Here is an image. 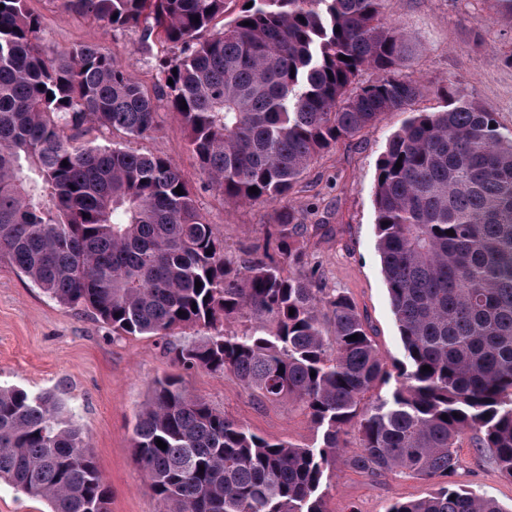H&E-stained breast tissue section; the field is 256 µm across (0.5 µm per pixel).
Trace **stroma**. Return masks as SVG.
Wrapping results in <instances>:
<instances>
[{
  "instance_id": "1",
  "label": "stroma",
  "mask_w": 512,
  "mask_h": 512,
  "mask_svg": "<svg viewBox=\"0 0 512 512\" xmlns=\"http://www.w3.org/2000/svg\"><path fill=\"white\" fill-rule=\"evenodd\" d=\"M42 19L46 45L68 48L94 42L111 52L145 87L154 88L150 59L136 52L135 30L105 33L91 19L65 11L58 0H29ZM384 19L416 45L402 70L422 88L405 112L383 115L354 138L317 157L285 203L304 228L305 262L326 292L348 295L364 316L389 369L404 361V349L381 272L373 200L377 163L389 138L415 112L444 110L449 82H461L470 100L492 109L501 132L512 134V18L492 0H386ZM159 130L125 140L122 133L85 126L83 143L128 141L130 147L169 157L192 185L200 211L223 235L229 257L242 256L272 223L273 204L224 203L199 171L186 132L167 104L159 106ZM156 336L113 335L87 310L50 299L26 276L0 262V385L29 393L55 392L84 430L109 488V512H160L132 451V430L153 383L179 377L186 392L223 411L258 435L296 445L315 442L306 412L288 400L260 403L230 374L186 369L171 362ZM455 485L497 499L512 512V481L503 478L488 453L463 439L457 450ZM326 512H386L397 499H420L430 481L411 475L373 480L336 460L324 479Z\"/></svg>"
}]
</instances>
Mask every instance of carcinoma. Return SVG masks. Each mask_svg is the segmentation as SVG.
Instances as JSON below:
<instances>
[{
    "label": "carcinoma",
    "mask_w": 512,
    "mask_h": 512,
    "mask_svg": "<svg viewBox=\"0 0 512 512\" xmlns=\"http://www.w3.org/2000/svg\"><path fill=\"white\" fill-rule=\"evenodd\" d=\"M226 2L60 0L108 33L141 32L150 94L96 44L49 48L27 0H0V261L117 336L206 331L166 353L233 374L263 403L293 401L320 430L306 446L265 438L176 377L156 380L133 451L164 512H325L339 454L372 477L437 481L388 512H504L448 481L469 431L512 480V136L494 112L450 82L447 108L414 115L379 158L377 250L406 354L395 378L351 299L315 287L292 209L233 261L170 159L77 142L87 123L147 137L164 99L224 202H275L320 153L422 94L400 74L412 44L383 21L385 0H246L214 31ZM369 69L379 77L358 83ZM0 480L48 512H108L94 452L54 392L0 386Z\"/></svg>",
    "instance_id": "cac0c4a2"
}]
</instances>
